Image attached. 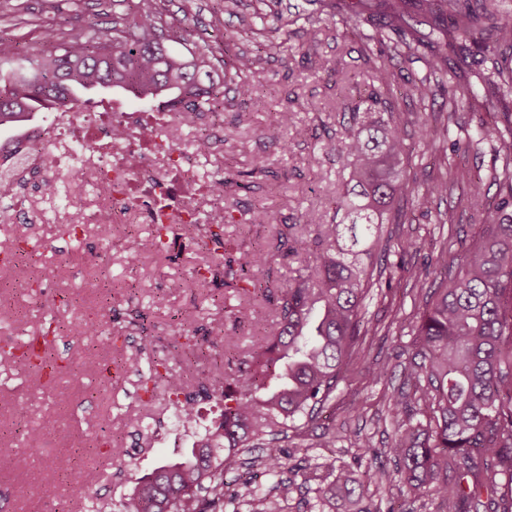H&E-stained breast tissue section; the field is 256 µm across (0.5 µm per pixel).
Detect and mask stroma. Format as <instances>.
<instances>
[{
  "label": "stroma",
  "mask_w": 512,
  "mask_h": 512,
  "mask_svg": "<svg viewBox=\"0 0 512 512\" xmlns=\"http://www.w3.org/2000/svg\"><path fill=\"white\" fill-rule=\"evenodd\" d=\"M30 20L14 29L10 0H0V37L17 35L20 50L38 46L44 21H62L69 32L86 24L112 25V0H82L81 12H74L70 0H23ZM174 17L183 18L191 41L214 44L223 31L235 34V52L259 57L255 75L258 96L244 99L232 87L224 89V127L220 134L224 149L216 164L231 173H247L246 186L225 199L229 217L224 225L227 256L252 246L269 254L259 272L271 296L247 298L234 285L216 280L197 283L192 271L212 261L208 249L189 242L177 233L167 252H157L151 244L153 227L147 222L119 224L111 238L88 231L81 241L63 234L60 217L64 202L45 205L42 223L29 224L25 233L41 240L45 252L30 257L20 268L0 269V343L21 341L38 332L47 319L60 330L50 345L53 357L71 362V372L46 387L28 371L0 358V450L15 461L12 471L0 473V512H75L77 501L56 472L60 457L74 444L102 445L110 440L126 454L110 461L104 453L87 455L76 471L85 490L107 503L106 512H122L125 486L131 476L148 472L161 456L173 455L168 444L138 451L135 414L148 394L135 376L110 384L102 383L99 370L110 358L132 353L139 336L155 337L159 344L153 361L179 372H191L193 352L221 358L225 348L238 357H248L255 337L270 335L275 329L276 298L297 274L283 245L289 225L298 223L302 212L323 208L324 223L335 220L325 201L336 189L340 164L336 155L323 152V144L341 130L342 112L349 96L347 71L365 70L364 45L345 22L322 19L317 26L296 22L299 10L315 12L312 0H236L224 11L223 0H169ZM318 55L340 62L341 71L329 75L308 61ZM291 110L289 125L278 123V114ZM480 113L464 112L459 128L439 133L434 147L415 143L410 158L412 171L420 180L446 172L445 157L454 140L480 124ZM264 159L263 173H254L256 159ZM263 205L274 210V224L252 223V210ZM454 211L456 221L440 225L439 214ZM410 223L403 235L414 241L408 252L391 247L388 269L392 286L373 285L365 301L366 319L377 324L368 357L391 361L393 374L387 383L371 385L356 375L340 383L332 406L326 411L324 427H314L299 436L279 441L277 447L287 469V498L271 493L268 512H320L316 487L326 485L327 460L348 465L366 479L373 461L359 450L362 438H370L373 448L383 449L395 436L396 425L387 413V397L404 380V368L412 355L411 327L423 305V294L404 278L403 267H430L440 248H447L449 263H456L480 229L471 219L473 208L465 183L451 186L447 197L428 196L419 189L413 206L407 207ZM137 236L142 252L137 263H129L123 247L126 235ZM28 280L29 288L19 289L17 281ZM67 297L60 305L59 297ZM251 303L257 312L253 325L237 326L232 316L241 304ZM191 314L190 334L197 349L183 348L179 320ZM95 315L101 322L97 335L78 341L65 330L75 316ZM115 342H108L109 333ZM49 418L66 429V436L45 435L41 444L27 442L30 429ZM315 475L313 485L303 482L304 470ZM54 484V498H44L41 488ZM368 497L379 512H434L432 494L421 491L404 494L398 485L384 488L368 483Z\"/></svg>",
  "instance_id": "35a3bbf8"
}]
</instances>
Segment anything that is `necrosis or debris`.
<instances>
[{"instance_id":"1","label":"necrosis or debris","mask_w":512,"mask_h":512,"mask_svg":"<svg viewBox=\"0 0 512 512\" xmlns=\"http://www.w3.org/2000/svg\"><path fill=\"white\" fill-rule=\"evenodd\" d=\"M216 112H87L77 107L54 112L22 138L0 137V161H14L13 179L29 176L57 183L67 176L72 188L68 221L82 224H199L204 217L224 220V199L213 193L190 143L218 152ZM121 138H114V131ZM94 185L96 210H87L79 192Z\"/></svg>"}]
</instances>
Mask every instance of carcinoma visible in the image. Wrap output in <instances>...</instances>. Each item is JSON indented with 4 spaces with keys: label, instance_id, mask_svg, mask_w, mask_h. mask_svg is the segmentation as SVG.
<instances>
[{
    "label": "carcinoma",
    "instance_id": "cac0c4a2",
    "mask_svg": "<svg viewBox=\"0 0 512 512\" xmlns=\"http://www.w3.org/2000/svg\"><path fill=\"white\" fill-rule=\"evenodd\" d=\"M126 13L112 27L95 24L67 33L53 23L42 27L47 50L21 52L0 40V129H15L38 112L69 109L87 92L112 89L138 101L162 102L185 112L215 107L224 86L203 85L216 56L210 46L186 44L183 29L169 18L165 0H123ZM320 12L333 18L344 12L356 27L368 25L375 33H360L367 42L393 44L396 55L422 59L429 76L410 86L419 101L448 94L447 112L424 108L408 119L392 110L389 94L398 73L392 57L379 52L382 63L360 73L367 95L348 104L353 124L337 140L341 171L347 173L345 192L336 196L339 224L321 223V210L301 214L299 247L288 249L316 254L317 265L297 270L277 299L278 331L253 345L251 365L238 369L226 382L213 375L211 394L224 404L218 424L207 429L191 447L162 459L150 472L131 479L123 495V512H224V473L259 467L276 481L285 462L269 448L253 455L260 445L288 438V429L300 430L315 422L340 382L360 366L369 382H385L392 366L369 362L364 343L370 329L361 303L374 267L373 250L383 225L403 224L404 203L410 194L407 163L413 132L424 145L434 147L437 125L449 129L460 112L490 111L493 102L482 98L478 86L499 98H512V64L502 50L512 51V7L507 0H356L341 5L318 0ZM470 41L483 49L478 83L458 79L448 66V41ZM259 58L236 54L238 96L253 98L252 80ZM489 146L501 165L487 179L463 168L449 167L448 177L428 186V194L444 197L448 184L466 181L470 201L478 204L486 184L497 186L496 209L512 208V124H480L456 150L467 154ZM474 236L457 264L448 271V249H441L434 269L440 280L410 267L407 278L432 288L430 301L419 312L413 328L415 353L403 385L388 398L387 411L398 431L389 448L378 451L364 439V453L384 454L395 469L381 465L372 471L378 487L395 476L415 494L429 490L437 499L436 512H512V218L490 220ZM194 231L218 254L224 247V225L196 224ZM19 237L0 242V262H13ZM267 263L261 250H246L227 261L196 267L200 283L217 275L254 274ZM57 327L49 320L37 336L12 345V357L30 373L51 385L71 369L68 362L45 360L44 351ZM422 415L427 421H414ZM458 480L448 482V471ZM509 475L508 491L502 477ZM332 480L316 488L323 506L341 502L345 512H372L365 503L364 485L347 466H329ZM262 491L248 482L239 485L229 503L233 510L260 512Z\"/></svg>",
    "mask_w": 512,
    "mask_h": 512
}]
</instances>
